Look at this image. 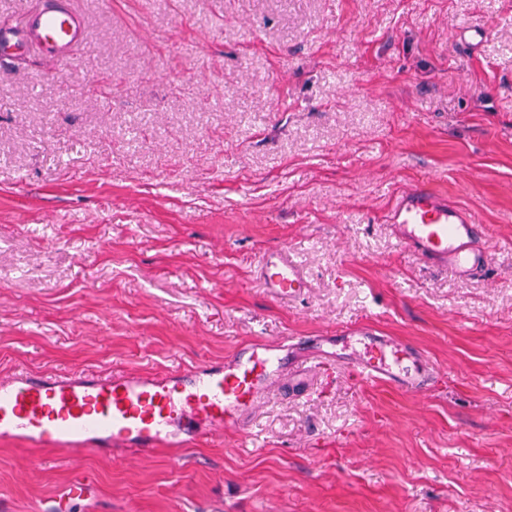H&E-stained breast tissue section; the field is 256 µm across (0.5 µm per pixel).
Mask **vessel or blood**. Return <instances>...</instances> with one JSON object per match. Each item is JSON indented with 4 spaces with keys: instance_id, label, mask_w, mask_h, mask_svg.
<instances>
[{
    "instance_id": "b4317fda",
    "label": "vessel or blood",
    "mask_w": 512,
    "mask_h": 512,
    "mask_svg": "<svg viewBox=\"0 0 512 512\" xmlns=\"http://www.w3.org/2000/svg\"><path fill=\"white\" fill-rule=\"evenodd\" d=\"M85 35L69 0H39L9 27L0 28V63L49 56L63 66ZM397 240L431 265L459 277L486 274V233L471 212L425 188L401 192L386 215ZM263 287L278 301L303 295L307 281L289 253H264ZM340 364L357 379L422 392L435 370L410 344L367 328H349L298 344L254 341L220 363H200L165 374L84 372L39 375L22 371L0 379V440L72 454L98 448L120 456L182 449L216 433H248L261 400L272 391L295 396L311 390L312 365Z\"/></svg>"
}]
</instances>
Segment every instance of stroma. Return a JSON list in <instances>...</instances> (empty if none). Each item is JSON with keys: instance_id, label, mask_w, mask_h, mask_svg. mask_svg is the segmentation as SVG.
<instances>
[{"instance_id": "obj_1", "label": "stroma", "mask_w": 512, "mask_h": 512, "mask_svg": "<svg viewBox=\"0 0 512 512\" xmlns=\"http://www.w3.org/2000/svg\"><path fill=\"white\" fill-rule=\"evenodd\" d=\"M73 2L71 67L0 64V376L368 326L439 377L330 368L177 464L0 441V512H512V0ZM420 183L488 226L489 275L397 241ZM276 249L300 300L262 286ZM259 274L263 288L277 301H294L308 288L302 268L282 249L263 254Z\"/></svg>"}]
</instances>
